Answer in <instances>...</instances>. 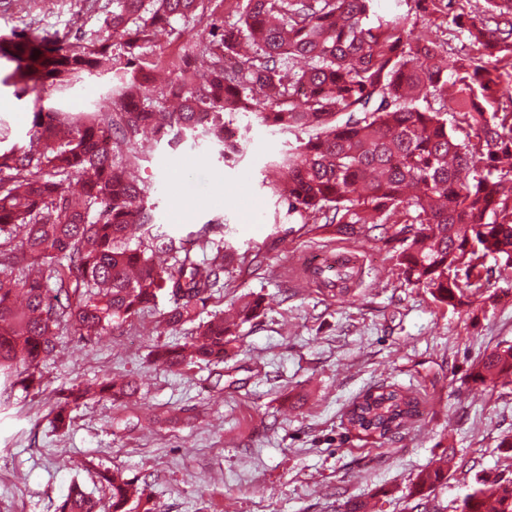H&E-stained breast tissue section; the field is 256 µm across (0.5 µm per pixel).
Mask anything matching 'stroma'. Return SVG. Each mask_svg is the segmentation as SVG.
I'll return each instance as SVG.
<instances>
[{
    "label": "stroma",
    "instance_id": "1",
    "mask_svg": "<svg viewBox=\"0 0 512 512\" xmlns=\"http://www.w3.org/2000/svg\"><path fill=\"white\" fill-rule=\"evenodd\" d=\"M482 7L483 0H451L438 11L415 0L377 2L380 15L406 18L416 36ZM28 21L61 36L107 33L102 15L79 12L77 0H0V33ZM120 86V73L100 71L52 100L68 112H94ZM31 101L0 85L5 145L27 142ZM232 120L243 151L229 160L201 140L167 135L138 144L134 175L150 188L153 225L133 230L130 243L153 234L208 240L205 258L224 256V286L201 319L247 294L263 298L264 313L240 327L223 363L179 370L152 357L156 346L185 342L196 330L160 326L173 305L167 294L109 335L64 332L41 388H15L0 406V512H56L74 482L107 501L99 479L106 469L148 485L153 512H343L355 499L373 512H409L417 475L450 452L453 467L433 495L445 512H460L481 481L512 479V451L500 445L512 438V384L470 377L498 343L512 344V269L487 259L488 279L470 304L435 302L428 289L405 282L397 244L290 217L270 165L295 146V135L252 112ZM178 199L193 210L176 214ZM340 253L362 262L343 298L302 270L304 260ZM122 379L136 380L139 393L89 399L68 429H54L62 389ZM380 386L417 398L422 412L389 439L347 421L352 404Z\"/></svg>",
    "mask_w": 512,
    "mask_h": 512
}]
</instances>
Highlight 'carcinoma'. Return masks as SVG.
I'll use <instances>...</instances> for the list:
<instances>
[{"label": "carcinoma", "mask_w": 512, "mask_h": 512, "mask_svg": "<svg viewBox=\"0 0 512 512\" xmlns=\"http://www.w3.org/2000/svg\"><path fill=\"white\" fill-rule=\"evenodd\" d=\"M81 2L104 14L112 35L74 43L13 29L0 37V60L12 64L3 83L18 95L37 86L61 93L104 61L130 69L117 109L74 117L34 106L28 143L0 149V405L16 385L41 386L60 331L98 338L153 308L163 292L174 297L164 321L177 327L195 320L218 286L224 256L198 261L205 240L127 243L131 225L153 223L147 187L129 174L147 127L161 137L200 128L228 160L239 143L224 137V116L257 111L297 138L273 164L286 181H271L289 212L348 237L382 230L399 244L405 282L440 303L461 304L466 290L482 287L483 258L512 262V0H484L480 17L453 16L473 48L466 57L448 52L437 34L411 38L406 19L376 15V0H239L233 21L212 0ZM204 16L203 58L186 39L170 81L156 84L155 32L168 27L181 38ZM450 111L474 140L448 127ZM73 176L82 181L77 195L64 187ZM261 311L260 299L245 297L232 317L198 325L189 342L158 347L154 361L169 369L222 363L238 323ZM472 376L512 380V345L485 354ZM137 391L134 380L72 386L57 398L54 427L67 428L91 394L116 402ZM417 415L416 399L383 387L354 404L348 421L383 437ZM453 458L416 477L413 512H429ZM99 478L111 512L150 500L148 487L118 473ZM57 512H98V503L74 483ZM460 512H512V480L475 489Z\"/></svg>", "instance_id": "1"}]
</instances>
